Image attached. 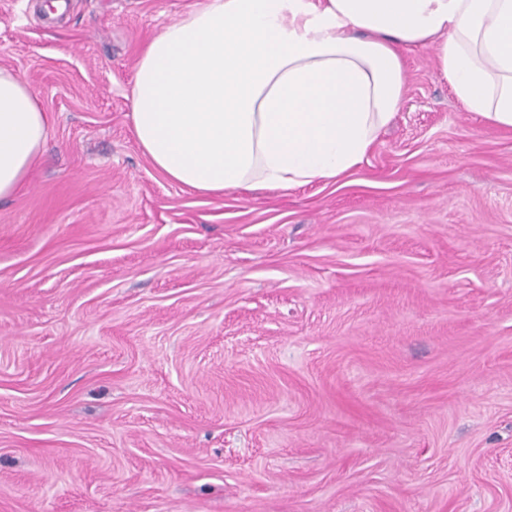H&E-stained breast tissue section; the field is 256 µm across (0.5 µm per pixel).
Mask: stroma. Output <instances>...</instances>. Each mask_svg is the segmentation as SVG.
Masks as SVG:
<instances>
[{"label": "stroma", "mask_w": 512, "mask_h": 512, "mask_svg": "<svg viewBox=\"0 0 512 512\" xmlns=\"http://www.w3.org/2000/svg\"><path fill=\"white\" fill-rule=\"evenodd\" d=\"M0 0L49 116L0 201V512H512V131L433 47L336 181L206 195L129 119L196 0Z\"/></svg>", "instance_id": "35a3bbf8"}]
</instances>
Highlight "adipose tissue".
Returning <instances> with one entry per match:
<instances>
[{"label": "adipose tissue", "instance_id": "1", "mask_svg": "<svg viewBox=\"0 0 512 512\" xmlns=\"http://www.w3.org/2000/svg\"><path fill=\"white\" fill-rule=\"evenodd\" d=\"M431 46L466 111L512 130V0H201L140 53L130 121L154 168L205 194L291 190L362 164ZM49 116L0 68V200Z\"/></svg>", "mask_w": 512, "mask_h": 512}]
</instances>
